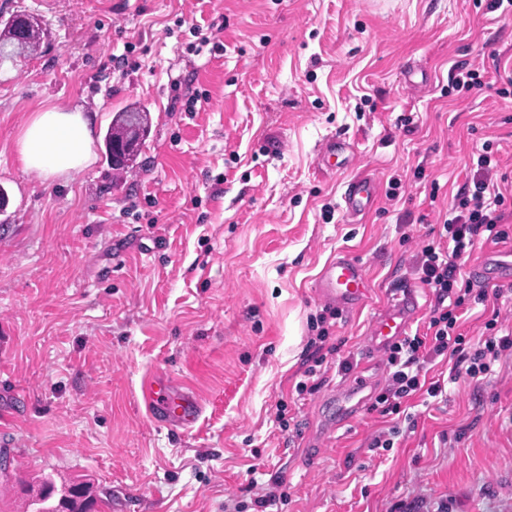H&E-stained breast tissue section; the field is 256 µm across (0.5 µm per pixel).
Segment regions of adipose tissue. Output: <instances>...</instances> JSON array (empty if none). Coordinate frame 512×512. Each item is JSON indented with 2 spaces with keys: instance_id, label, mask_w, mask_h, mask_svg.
Listing matches in <instances>:
<instances>
[{
  "instance_id": "adipose-tissue-1",
  "label": "adipose tissue",
  "mask_w": 512,
  "mask_h": 512,
  "mask_svg": "<svg viewBox=\"0 0 512 512\" xmlns=\"http://www.w3.org/2000/svg\"><path fill=\"white\" fill-rule=\"evenodd\" d=\"M93 134L83 112L50 105L33 112L16 141V157L24 170L69 177L94 163Z\"/></svg>"
}]
</instances>
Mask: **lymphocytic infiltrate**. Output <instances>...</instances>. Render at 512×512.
Here are the masks:
<instances>
[{"instance_id":"1","label":"lymphocytic infiltrate","mask_w":512,"mask_h":512,"mask_svg":"<svg viewBox=\"0 0 512 512\" xmlns=\"http://www.w3.org/2000/svg\"><path fill=\"white\" fill-rule=\"evenodd\" d=\"M480 175L449 205L435 239L422 246L415 260L420 281L432 291L435 305L424 333L405 337L389 348L386 358L388 379L375 397L382 414L399 413L402 404L414 395L428 398L445 395V385L427 378V367L437 359L450 360L449 381H480L487 377L503 351L512 349V330L502 329L481 338L475 351H467L464 336L456 334L457 311L467 300L487 302L501 297V289L475 287L463 281L461 268L471 256L475 241L486 236L499 243L512 236L504 224L505 192L491 185V159L479 155Z\"/></svg>"}]
</instances>
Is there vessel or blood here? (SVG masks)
<instances>
[{
  "label": "vessel or blood",
  "mask_w": 512,
  "mask_h": 512,
  "mask_svg": "<svg viewBox=\"0 0 512 512\" xmlns=\"http://www.w3.org/2000/svg\"><path fill=\"white\" fill-rule=\"evenodd\" d=\"M320 156L335 162L336 169L350 167L355 159L352 144L344 137L334 135L326 139ZM379 183L375 177L358 175L346 182L341 195V208L347 218L367 216L376 206ZM484 277L492 278L512 273V250L487 256L479 269ZM315 294L325 305L345 312L363 308L371 295V281L365 263L345 254L327 261L314 281ZM421 311L418 295L413 288L400 290L369 323V346L373 352L385 351L390 345L408 336ZM369 384L365 381L347 383L340 391L342 415L358 412L368 400ZM144 396L153 417L170 427L188 431L195 427L202 408L189 391L176 382L156 379L146 385Z\"/></svg>",
  "instance_id": "vessel-or-blood-1"
}]
</instances>
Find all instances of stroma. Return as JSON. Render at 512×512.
<instances>
[{
	"label": "stroma",
	"instance_id": "35a3bbf8",
	"mask_svg": "<svg viewBox=\"0 0 512 512\" xmlns=\"http://www.w3.org/2000/svg\"><path fill=\"white\" fill-rule=\"evenodd\" d=\"M44 31L0 62V512H26L43 480L89 484L100 512H512V352L494 373L368 409L333 429L330 395L360 364L375 311L418 288L414 258L489 149L512 177V95L463 94L454 66L494 82L512 62V9L493 0H0ZM127 58L115 68L113 56ZM140 102L150 132L136 173L102 138ZM94 123L96 160L72 177L23 170L14 147L47 105ZM339 134L349 171L321 168ZM380 183L349 223V176ZM362 259L368 304L338 312L325 343L313 294L338 253ZM495 310L456 327L474 345ZM314 391L298 393L310 365ZM169 377L203 406L196 427L158 424L141 396ZM286 405V426L276 412ZM395 425L393 447L375 433ZM320 156L324 159L335 158L333 166L336 170H342L350 167L355 159V153L352 144L340 135H332L322 144Z\"/></svg>",
	"mask_w": 512,
	"mask_h": 512
}]
</instances>
